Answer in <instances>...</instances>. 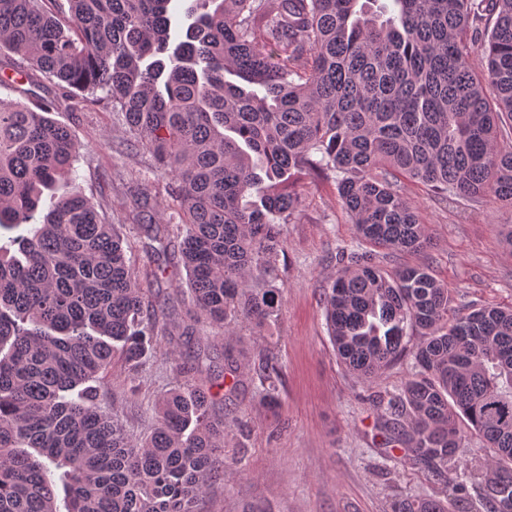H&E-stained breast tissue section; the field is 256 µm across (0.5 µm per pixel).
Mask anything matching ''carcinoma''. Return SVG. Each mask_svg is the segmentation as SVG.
<instances>
[{
    "label": "carcinoma",
    "mask_w": 512,
    "mask_h": 512,
    "mask_svg": "<svg viewBox=\"0 0 512 512\" xmlns=\"http://www.w3.org/2000/svg\"><path fill=\"white\" fill-rule=\"evenodd\" d=\"M0 0V51L71 104L105 100L168 179L169 220L132 195L153 260L78 192H53L81 145L48 117L56 100L0 97V512H194L224 480L226 418L210 376L155 404L127 434L102 392L120 358L131 381L161 352L169 303L153 289L187 273L194 311L234 357L236 326L278 320L281 226L303 211L297 182L331 180L359 241L430 244L401 177L451 202L512 209V0ZM340 255L324 293L345 368L370 381L411 352L415 373L383 425L408 460L443 475L461 425L491 449L476 483L484 512H512V308L448 317V287L426 266L387 270ZM281 367L263 359L258 393L278 403ZM394 512H447L430 498Z\"/></svg>",
    "instance_id": "cac0c4a2"
}]
</instances>
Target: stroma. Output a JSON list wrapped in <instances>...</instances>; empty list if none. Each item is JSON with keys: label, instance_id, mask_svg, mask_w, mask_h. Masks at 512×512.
Listing matches in <instances>:
<instances>
[{"label": "stroma", "instance_id": "obj_1", "mask_svg": "<svg viewBox=\"0 0 512 512\" xmlns=\"http://www.w3.org/2000/svg\"><path fill=\"white\" fill-rule=\"evenodd\" d=\"M16 55L0 54V95L23 101L52 99L59 90L49 82L22 78ZM52 119L69 126L82 146L77 175L67 188L104 201L108 214L123 219L122 231L138 261H146V237L126 222L133 193L147 195L155 218H164L168 198L164 178L145 167L143 150L132 146L125 126L107 102L72 110L61 103ZM304 208L284 225L279 271L284 290L278 321L264 331L239 327L251 352L228 371L224 342L204 328L195 342L204 364L224 374L212 389L213 416L232 414L237 422L224 436V480L199 499L197 512H393L398 499L437 496L452 512H463L455 490L460 465L486 471L490 450L466 431L457 460L442 477L406 463L403 444L379 428L384 413L379 395L402 386L412 372L404 359L376 380L364 382L340 364L328 336L323 293L341 263L340 248L358 249L359 241L332 182L310 177L299 187ZM401 195L417 210L430 245L399 253L394 265H425L448 286L454 309L512 306V250L503 231L512 210L486 201L480 208L459 200L449 204L421 183L402 180ZM185 339L172 334L161 341L162 354L151 358L137 384L113 361L104 388L111 411L133 437L150 433L149 408L176 382L169 349L183 350ZM274 356L283 368L277 405L256 393V352Z\"/></svg>", "mask_w": 512, "mask_h": 512}]
</instances>
